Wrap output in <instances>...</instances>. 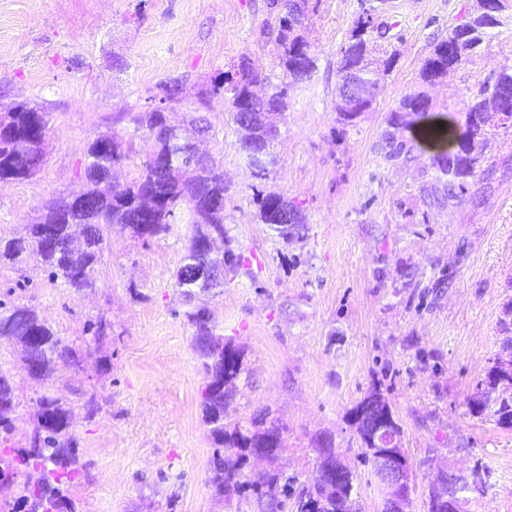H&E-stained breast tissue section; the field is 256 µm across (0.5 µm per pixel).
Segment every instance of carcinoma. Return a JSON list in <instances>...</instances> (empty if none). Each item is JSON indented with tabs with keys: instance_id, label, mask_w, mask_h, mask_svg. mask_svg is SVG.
Here are the masks:
<instances>
[{
	"instance_id": "1",
	"label": "carcinoma",
	"mask_w": 512,
	"mask_h": 512,
	"mask_svg": "<svg viewBox=\"0 0 512 512\" xmlns=\"http://www.w3.org/2000/svg\"><path fill=\"white\" fill-rule=\"evenodd\" d=\"M507 0H477L476 8L464 20L448 28L438 40L420 70V82L404 94L390 110L379 151L389 162L406 163L419 144L434 148L436 183L448 198L458 201L466 195L468 180L477 177L485 160L489 129L512 128V97L489 105L503 87L512 89V68H504L463 100L464 125L451 113L431 111L427 88L462 64L486 40L487 29L498 24L497 16ZM275 22L264 21L259 28L262 41L273 46L274 78L249 65L243 55L234 72L225 74L205 93L219 94L227 101L239 132V149L253 176L267 180L275 172L279 159L275 143L279 129L275 116L288 108L290 89L311 78L318 56L309 38V15L317 7L308 0H266ZM389 27L370 22L365 11L358 18L346 41L340 46L336 73V122L354 126L363 114L372 111L376 97L365 98L364 86L382 90L397 58L387 39ZM165 90L161 105L139 113L138 128L154 139L155 148L143 162L139 178L121 186L112 181L113 171L126 159L121 143L110 131L97 134L86 150L88 164L83 187L76 198L83 207H72V193L61 194L45 204L37 221L28 225L23 237H0V268H15L30 261L42 267L53 281L62 280L76 292L96 286V267L106 248V232L114 224L146 239L167 233L185 209L191 221L186 236L185 254L173 272V287L190 307L185 312L193 328L195 351L206 384L202 393L203 423L213 448L206 483L224 505L234 512H360L355 498L357 475L341 459L331 437L318 434L312 439L316 453L313 477L300 489L298 479L288 476L269 459L255 467V448L272 446L284 451L286 427L267 414H259L248 423L234 420L229 406L238 383L247 374L242 351L217 334L214 315L206 307L195 305L201 293H210L231 284L240 275H252L234 239L224 225V172L213 160L185 167L178 155L179 145L164 127V104L178 103L184 85L177 79L159 84ZM49 132L48 113L26 102L0 113V180H26L45 163V142ZM269 156L268 166H254L253 155ZM257 221L267 224L285 242L307 237L299 204L276 190L257 191ZM84 240L80 253L72 252L73 239ZM216 251L224 257V267L206 281L194 278L195 265L204 251ZM503 339L501 352L488 360L484 374L476 381L467 405L469 411L512 430V297L506 300L498 319ZM92 341L98 345L110 337L112 324L104 317L89 323ZM0 337L19 347L28 376L47 383L54 377L60 361L76 366L93 358L92 352L79 357L63 344L53 329L35 311L0 302ZM16 384L0 370V501L9 512H75L64 486L72 483L85 463L76 448L71 431L72 407L50 392L36 402L34 427L27 446L7 447L12 433V417L19 405ZM353 443L364 462L370 464L376 481L382 480L381 458L388 448L404 453V430L395 418L383 393L374 388L349 412ZM426 512H448L436 484L425 498Z\"/></svg>"
}]
</instances>
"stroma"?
Returning <instances> with one entry per match:
<instances>
[{
	"instance_id": "obj_1",
	"label": "stroma",
	"mask_w": 512,
	"mask_h": 512,
	"mask_svg": "<svg viewBox=\"0 0 512 512\" xmlns=\"http://www.w3.org/2000/svg\"><path fill=\"white\" fill-rule=\"evenodd\" d=\"M474 3L391 0L384 19L397 61L372 112L342 129L334 110L337 51L360 0H320L309 18L317 68L289 92L280 165L265 182L300 205L305 241L284 243L257 223V180L222 97L204 111L210 132L200 148L224 170V222L236 246L263 262L253 276L198 300L212 310L218 334L244 352L249 379L238 385L233 415L247 421L266 412L285 425L278 465L303 480L314 458L311 437L332 436L359 475L362 512H377L381 496L347 412L376 383L404 429L413 512H425L437 467L477 460L489 477L466 512H512V431L466 406L500 350L497 319L512 295V130L497 129L489 176L461 202L427 197L436 176L431 151L414 150L408 163L394 165L377 150L390 109L414 87L436 40ZM266 17L265 0H0V112L26 101L51 114L45 165L27 180L0 183V236L24 235L46 200L80 190L86 146L98 133L114 132L130 153L118 182L136 179L154 141L132 118L158 106L162 81L181 80L189 93L167 110L181 126L198 106L196 92L241 55L270 73L271 48L258 40ZM117 57L123 69L113 67ZM505 67H512V8L477 53L431 88L434 111H459L463 94ZM186 232L178 224L142 240L112 226L97 286L81 293L32 264L0 269V299L34 309L76 351L86 349L89 320L112 324L98 351L106 370L61 363L52 386L73 407L86 464L70 487L78 512H226L206 484L205 377L171 280ZM0 370L17 386L11 442L22 445L44 388L5 338Z\"/></svg>"
}]
</instances>
